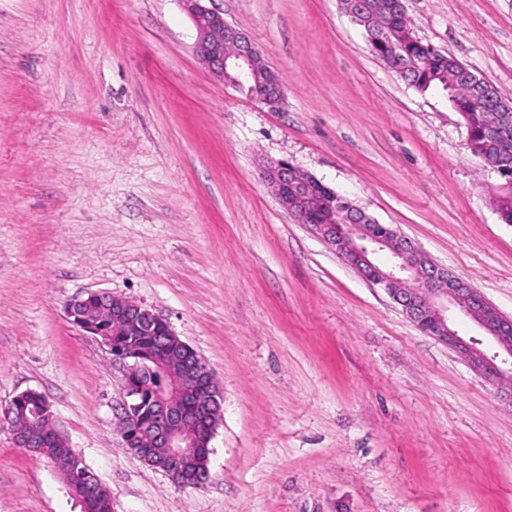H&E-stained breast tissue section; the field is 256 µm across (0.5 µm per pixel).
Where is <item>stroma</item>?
<instances>
[{
    "label": "stroma",
    "instance_id": "obj_1",
    "mask_svg": "<svg viewBox=\"0 0 512 512\" xmlns=\"http://www.w3.org/2000/svg\"><path fill=\"white\" fill-rule=\"evenodd\" d=\"M275 108L198 60L181 0H0V404L42 393L112 512H512V406L278 203L285 159L512 318L504 180L463 119L374 56L339 0H212ZM413 35L512 100V0H404ZM165 319L223 391L209 477L118 431L126 367L66 316ZM0 512H80L0 422Z\"/></svg>",
    "mask_w": 512,
    "mask_h": 512
}]
</instances>
